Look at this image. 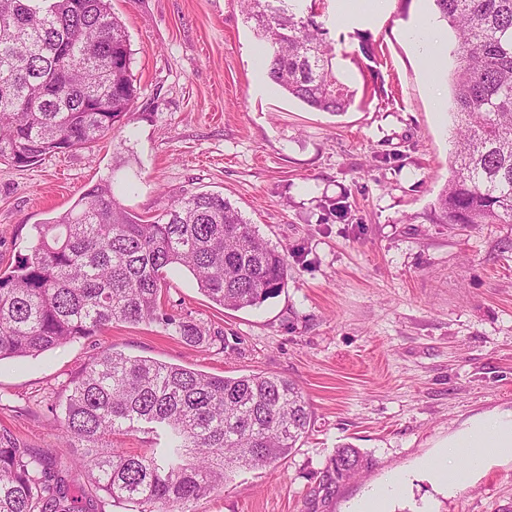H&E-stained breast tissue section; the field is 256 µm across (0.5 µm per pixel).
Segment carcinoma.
Masks as SVG:
<instances>
[{"mask_svg": "<svg viewBox=\"0 0 512 512\" xmlns=\"http://www.w3.org/2000/svg\"><path fill=\"white\" fill-rule=\"evenodd\" d=\"M456 38L449 85L456 150L434 203L441 224H512V0H433ZM324 0H241L265 44L268 79L320 112L342 114L356 90L336 72ZM126 27L109 0H0V160L27 167L92 148L128 120L137 100ZM37 241L0 270V361L38 356L113 323H158L188 345L206 330L166 312L165 273L184 269L228 310L253 308L288 281V262L221 194L177 199L144 220L112 183L85 190L34 225ZM311 426L293 381L266 373L218 376L103 350L69 385L55 457L0 433V512H189L235 474L284 460ZM151 433L129 451L112 437ZM336 479L368 459L350 446L331 459ZM87 475L100 499L78 496Z\"/></svg>", "mask_w": 512, "mask_h": 512, "instance_id": "cac0c4a2", "label": "carcinoma"}]
</instances>
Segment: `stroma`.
Instances as JSON below:
<instances>
[{"mask_svg":"<svg viewBox=\"0 0 512 512\" xmlns=\"http://www.w3.org/2000/svg\"><path fill=\"white\" fill-rule=\"evenodd\" d=\"M323 16L348 83L340 115L313 111L262 70L238 0H112L138 88L130 120L92 150L18 168L0 162V269L89 187L147 218L201 191L227 197L283 251L288 282L254 309L208 300L169 274L165 309L223 344L190 346L159 324L112 325L36 357L0 361V429L62 457L54 428L69 382L113 348L210 374L295 381L311 430L277 465L236 475L193 512H354L394 474L389 512H499L512 504V459L455 488L419 467L480 414L512 411V224L437 223L454 155L449 51L413 38L431 0H386L343 25ZM375 48L361 50L362 35ZM349 444L369 465L335 480Z\"/></svg>","mask_w":512,"mask_h":512,"instance_id":"35a3bbf8","label":"stroma"}]
</instances>
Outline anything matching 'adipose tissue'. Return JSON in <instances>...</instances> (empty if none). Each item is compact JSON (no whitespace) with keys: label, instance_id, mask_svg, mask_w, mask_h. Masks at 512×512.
<instances>
[{"label":"adipose tissue","instance_id":"adipose-tissue-1","mask_svg":"<svg viewBox=\"0 0 512 512\" xmlns=\"http://www.w3.org/2000/svg\"><path fill=\"white\" fill-rule=\"evenodd\" d=\"M452 457L463 458L464 467L449 466L448 460ZM492 457L512 458V412L472 418L449 438L446 454L429 459L426 466L437 481L455 487L472 472L483 468Z\"/></svg>","mask_w":512,"mask_h":512}]
</instances>
